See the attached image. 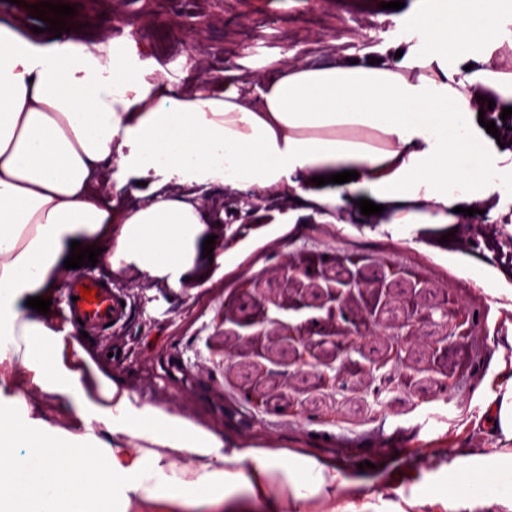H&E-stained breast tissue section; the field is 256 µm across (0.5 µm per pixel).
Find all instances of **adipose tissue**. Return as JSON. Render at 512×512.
<instances>
[{"label": "adipose tissue", "instance_id": "adipose-tissue-1", "mask_svg": "<svg viewBox=\"0 0 512 512\" xmlns=\"http://www.w3.org/2000/svg\"><path fill=\"white\" fill-rule=\"evenodd\" d=\"M411 29L402 56L287 63L246 98L175 89L118 63L108 42L38 48L0 24V512H512V356L475 447L421 453L433 488L405 493L392 472L387 501L339 466L140 396L97 367L70 323L21 308L62 287L75 241L101 247L115 275L200 288L215 222L200 187L293 192L295 223L367 199L383 208L376 233L395 237L464 227L466 208L511 198L512 150L483 123L512 107L500 52L512 31L481 0H452ZM353 170L336 188L313 182ZM171 179L191 193L165 192ZM134 180L144 202L128 206Z\"/></svg>", "mask_w": 512, "mask_h": 512}]
</instances>
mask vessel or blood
I'll return each mask as SVG.
<instances>
[{
    "label": "vessel or blood",
    "mask_w": 512,
    "mask_h": 512,
    "mask_svg": "<svg viewBox=\"0 0 512 512\" xmlns=\"http://www.w3.org/2000/svg\"><path fill=\"white\" fill-rule=\"evenodd\" d=\"M93 290V300L81 298V289ZM69 301L68 310L72 319L82 320L83 328L87 331L102 333L108 331L111 325L119 324L128 314L122 306V298L113 293L111 287L92 274H80L70 280L65 290Z\"/></svg>",
    "instance_id": "b4317fda"
}]
</instances>
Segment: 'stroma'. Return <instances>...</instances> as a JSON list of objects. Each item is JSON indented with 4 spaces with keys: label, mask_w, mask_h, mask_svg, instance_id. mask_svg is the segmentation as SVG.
Returning a JSON list of instances; mask_svg holds the SVG:
<instances>
[{
    "label": "stroma",
    "mask_w": 512,
    "mask_h": 512,
    "mask_svg": "<svg viewBox=\"0 0 512 512\" xmlns=\"http://www.w3.org/2000/svg\"><path fill=\"white\" fill-rule=\"evenodd\" d=\"M0 0V24L36 46L54 33H32L31 7ZM69 39L111 37L126 62L162 68L174 87L248 93L275 62L331 63L344 54L378 53L407 38L403 10L382 0H65ZM196 53L198 66L183 58ZM202 198L224 213L219 233L236 245L213 268L209 287L177 292L138 274L113 278L103 264L91 272L124 293V324L84 339L94 359L123 375L139 394L193 413L225 436L263 448L290 450L341 466L362 487L387 472L405 473V487L427 491L432 477L413 469L427 448H466L483 403L496 391L494 338L503 311L483 292L501 262L478 241H501L512 225V202L471 217L467 232L439 246L433 225L414 237L367 234L375 216L346 201L334 223L292 224L293 201L275 193ZM343 228H336V221ZM358 277L365 292L344 311L324 303L325 279ZM473 317L468 337L439 350L440 312ZM320 319L324 342L306 346V323ZM421 339L390 359L402 324ZM355 326L357 333L344 335ZM112 348L116 357L105 356ZM445 419L431 430L429 412Z\"/></svg>",
    "instance_id": "1"
}]
</instances>
